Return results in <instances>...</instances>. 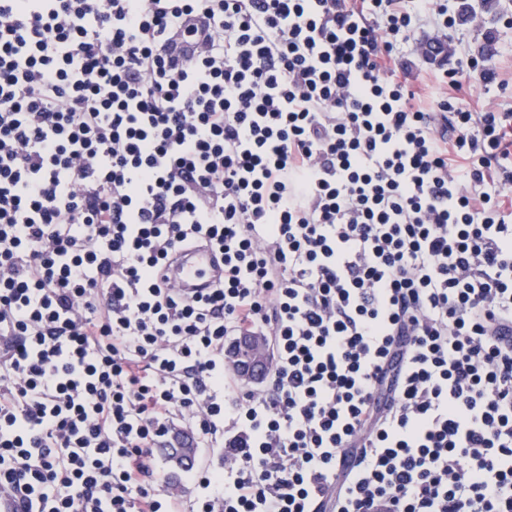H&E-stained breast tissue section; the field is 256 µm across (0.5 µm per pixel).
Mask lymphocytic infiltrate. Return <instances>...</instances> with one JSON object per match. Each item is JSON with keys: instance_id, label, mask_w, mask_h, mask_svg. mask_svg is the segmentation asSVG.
Returning a JSON list of instances; mask_svg holds the SVG:
<instances>
[{"instance_id": "lymphocytic-infiltrate-1", "label": "lymphocytic infiltrate", "mask_w": 512, "mask_h": 512, "mask_svg": "<svg viewBox=\"0 0 512 512\" xmlns=\"http://www.w3.org/2000/svg\"><path fill=\"white\" fill-rule=\"evenodd\" d=\"M424 21L460 18L0 0V492L22 512H512V113L396 81ZM196 243L224 278L187 300L159 269ZM233 336L270 341L258 385L228 378ZM180 435L225 454L171 481Z\"/></svg>"}]
</instances>
